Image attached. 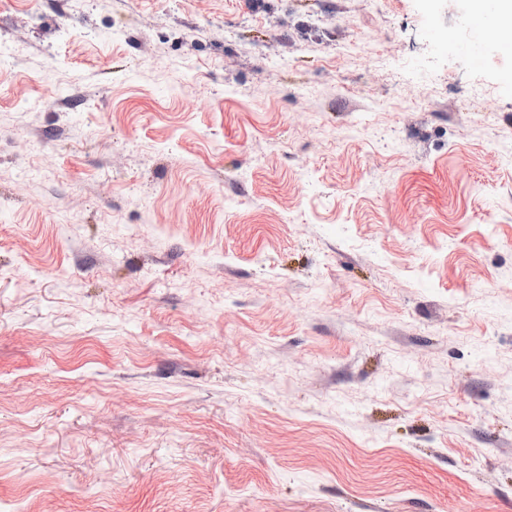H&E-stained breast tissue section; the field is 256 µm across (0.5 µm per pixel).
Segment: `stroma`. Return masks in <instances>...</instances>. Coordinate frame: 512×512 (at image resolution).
Wrapping results in <instances>:
<instances>
[{
    "label": "stroma",
    "mask_w": 512,
    "mask_h": 512,
    "mask_svg": "<svg viewBox=\"0 0 512 512\" xmlns=\"http://www.w3.org/2000/svg\"><path fill=\"white\" fill-rule=\"evenodd\" d=\"M471 0H0V512H512V38Z\"/></svg>",
    "instance_id": "obj_1"
}]
</instances>
